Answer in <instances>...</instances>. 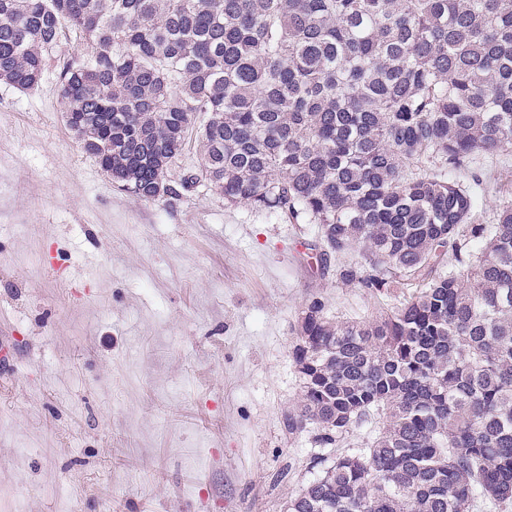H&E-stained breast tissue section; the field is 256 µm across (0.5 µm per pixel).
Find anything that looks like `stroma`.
Here are the masks:
<instances>
[{
  "mask_svg": "<svg viewBox=\"0 0 512 512\" xmlns=\"http://www.w3.org/2000/svg\"><path fill=\"white\" fill-rule=\"evenodd\" d=\"M35 90L0 82V512H283L311 475L288 437L294 328L307 306L368 320L397 304L315 261L292 224L201 187L120 192L62 117L59 68ZM481 180L471 221L512 204V152Z\"/></svg>",
  "mask_w": 512,
  "mask_h": 512,
  "instance_id": "obj_1",
  "label": "stroma"
}]
</instances>
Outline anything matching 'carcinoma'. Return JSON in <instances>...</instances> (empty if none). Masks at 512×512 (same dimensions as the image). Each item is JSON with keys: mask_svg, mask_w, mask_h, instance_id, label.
<instances>
[{"mask_svg": "<svg viewBox=\"0 0 512 512\" xmlns=\"http://www.w3.org/2000/svg\"><path fill=\"white\" fill-rule=\"evenodd\" d=\"M70 33L63 117L120 190L204 185L316 225L325 268L361 248L343 283L417 288L368 322L304 311L282 423L318 451L284 512L511 505L512 206L469 223L455 173L512 148V0H0V80L37 87Z\"/></svg>", "mask_w": 512, "mask_h": 512, "instance_id": "1", "label": "carcinoma"}]
</instances>
